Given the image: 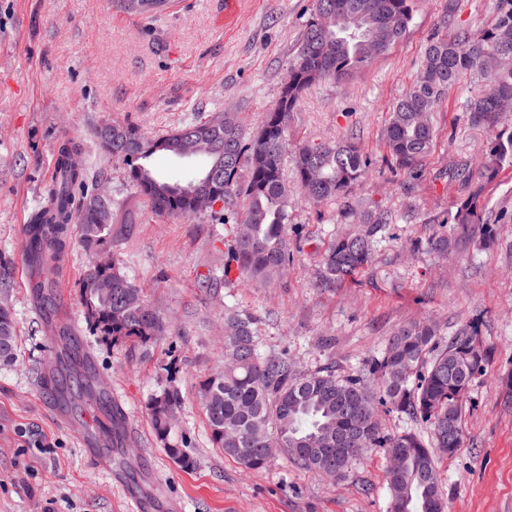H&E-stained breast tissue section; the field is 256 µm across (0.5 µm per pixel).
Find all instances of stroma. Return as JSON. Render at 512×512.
Here are the masks:
<instances>
[{
    "instance_id": "1",
    "label": "stroma",
    "mask_w": 512,
    "mask_h": 512,
    "mask_svg": "<svg viewBox=\"0 0 512 512\" xmlns=\"http://www.w3.org/2000/svg\"><path fill=\"white\" fill-rule=\"evenodd\" d=\"M224 2L172 0L151 17L112 0H0V298L17 333L15 359L0 362V512H130L134 495L146 501L144 512L156 502L168 512H389L386 449H372L334 481L279 453L247 471L213 447L199 385L224 359L228 307L257 316L262 354L285 353L300 371L328 369L340 379L358 374L411 322L433 320L442 344L459 329L473 331L491 358L465 397L462 447L438 462L446 512H512V166L485 184L483 223L448 221L470 193L449 171L478 170L491 143L460 108L482 82L461 79L433 112L420 179L407 178L385 146L393 103L417 77L428 41L446 32L445 0H413L400 42L350 80L313 85L297 106L290 143L355 138L370 167L353 196L392 216L368 265L325 288L324 247L347 229L341 201L293 200L294 261L279 283L255 288L224 277L225 225L206 213H151L126 161L94 135L117 123L158 137L222 112L245 134L257 129L280 97L312 0H236L229 9ZM66 139L81 147L76 161L88 188L109 194L107 251L171 322L150 351L106 343L90 328L78 288L88 257L78 237L53 301L40 302L27 285L23 229ZM443 235L452 238L445 254L429 246ZM58 322L73 327L123 416L117 447L82 448L80 433L96 428L93 409H60L43 383L62 350L50 332ZM172 382L182 399L176 433L194 459L188 469L156 443L146 409Z\"/></svg>"
}]
</instances>
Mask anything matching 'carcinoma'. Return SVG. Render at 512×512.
<instances>
[{"mask_svg":"<svg viewBox=\"0 0 512 512\" xmlns=\"http://www.w3.org/2000/svg\"><path fill=\"white\" fill-rule=\"evenodd\" d=\"M493 9L495 21L485 28H456L450 37L432 38L417 79L393 106L386 146L411 179L417 178L418 162L433 141L430 113L465 74L486 85L464 107L469 121L493 131L483 177L491 180L501 166L512 163V130L499 128L502 118L512 113V0H495ZM412 12V0H313L288 63L297 79L281 90L276 105L249 136L234 115L224 113L155 138L114 123L99 127L96 137L105 152L128 162V180L157 215L196 214L195 199L184 189L213 173L209 187L220 205L208 212L230 225L232 235L231 253L224 262L226 280L234 272L267 286L282 277L293 260L288 204L294 192L314 204L345 201L342 216L351 218L356 228L333 238L324 250L320 285L327 286L370 262L375 238L389 223V215L376 204L356 211L351 193L365 177L369 162L354 138L303 142L290 152L288 129L308 87L319 81H343L368 67L403 38ZM190 138L201 143L195 156L205 161L197 176L187 182L171 180L148 167L157 153L184 157L183 146ZM78 148L72 140L60 143L47 196L27 224L26 255L44 273L35 284L36 296L49 301L47 293L55 287L75 220L90 256L80 282L88 321L109 343L147 350L168 335V321L124 274L120 260L104 249L111 226L110 201L90 195L76 199L84 176L83 169L72 164ZM287 159L294 170L292 187L284 175ZM244 164L248 176L243 182L239 171ZM480 192L479 187L473 189L448 223H482ZM103 279L112 280L109 297L99 292ZM256 323L247 311L224 310V364L200 384L212 444L248 471L264 468L271 457L268 449L278 448L302 468L320 474L334 469L340 478L371 448H401L402 466L386 471L390 512H438L443 492L437 456H451L462 447L464 399L488 364V352L474 334L462 329L440 348L433 323H412L394 334L361 374L338 379L330 370L303 373L286 354H261ZM15 354L14 320L1 304L0 360L9 362ZM59 374L65 378L59 402L72 409L78 399L98 404L110 421L111 442L121 443V414L107 403L95 374L69 342ZM180 403L178 388L165 386L149 398L147 410L157 443L175 463L188 468L194 464L188 442L173 432V414ZM378 403L427 423L428 440L411 431L383 433L371 415ZM350 434L361 443L356 454L346 453L338 443Z\"/></svg>","mask_w":512,"mask_h":512,"instance_id":"carcinoma-1","label":"carcinoma"}]
</instances>
